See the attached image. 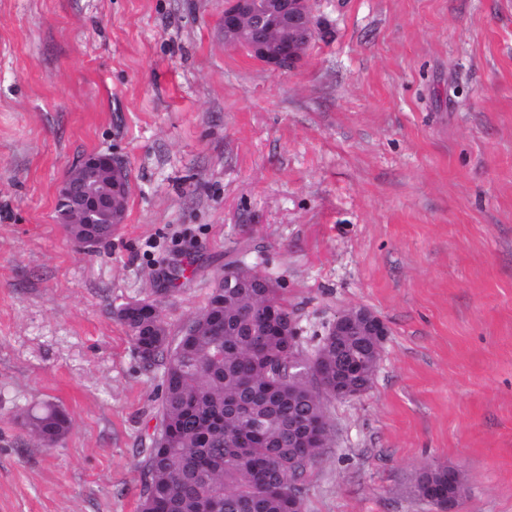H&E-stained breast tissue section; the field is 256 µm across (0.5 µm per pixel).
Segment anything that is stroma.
<instances>
[{
    "label": "stroma",
    "mask_w": 512,
    "mask_h": 512,
    "mask_svg": "<svg viewBox=\"0 0 512 512\" xmlns=\"http://www.w3.org/2000/svg\"><path fill=\"white\" fill-rule=\"evenodd\" d=\"M294 68L224 43V0H0V512H136L161 371L114 310L171 334L228 260L277 279L304 337L365 307L373 384L329 407L305 512H512V0H316ZM90 152L129 195L79 250L57 190ZM71 416L54 447L23 426ZM445 467L435 466L423 471L416 479L415 491L420 498L424 492L423 500L430 504L437 512H458L460 500L463 496V488L459 484V471L455 467H448V493L438 489L435 483L445 480ZM430 485V486H427ZM427 487V488H426Z\"/></svg>",
    "instance_id": "35a3bbf8"
}]
</instances>
